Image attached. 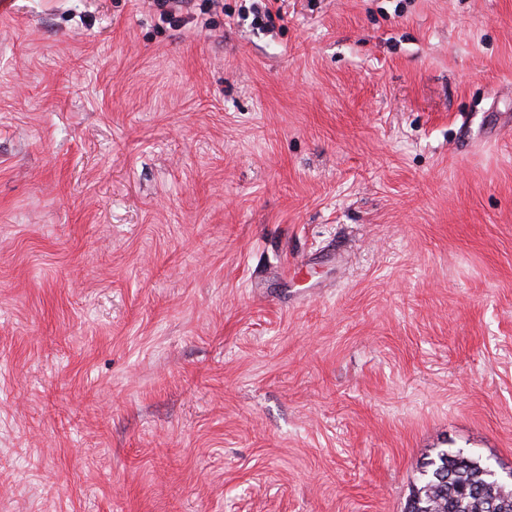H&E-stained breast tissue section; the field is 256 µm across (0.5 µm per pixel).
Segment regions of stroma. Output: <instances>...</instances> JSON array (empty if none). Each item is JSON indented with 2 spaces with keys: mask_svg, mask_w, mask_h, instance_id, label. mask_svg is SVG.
I'll return each mask as SVG.
<instances>
[{
  "mask_svg": "<svg viewBox=\"0 0 512 512\" xmlns=\"http://www.w3.org/2000/svg\"><path fill=\"white\" fill-rule=\"evenodd\" d=\"M0 10V512H404L512 470V0ZM423 468L419 485L407 501L405 512H487L484 510L485 498L497 500L500 504L498 512H512V485L497 483L487 476L488 469L500 481L512 483L511 470L503 475L460 451L437 453ZM441 470H446V474L440 475ZM440 476L441 479L448 477V481H440ZM482 489L483 496L477 497Z\"/></svg>",
  "mask_w": 512,
  "mask_h": 512,
  "instance_id": "stroma-1",
  "label": "stroma"
}]
</instances>
